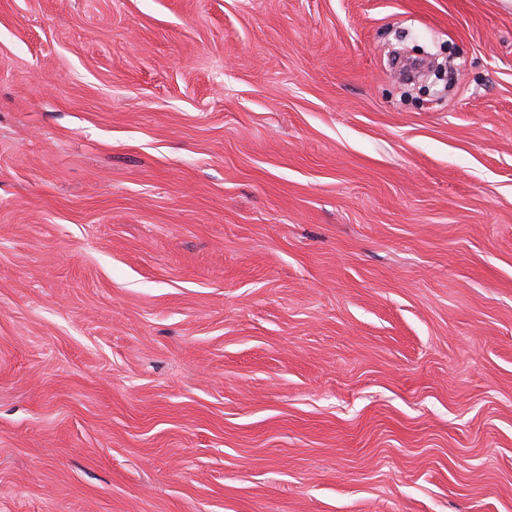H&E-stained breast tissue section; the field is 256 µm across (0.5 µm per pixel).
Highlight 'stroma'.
I'll return each instance as SVG.
<instances>
[{"label":"stroma","instance_id":"stroma-1","mask_svg":"<svg viewBox=\"0 0 512 512\" xmlns=\"http://www.w3.org/2000/svg\"><path fill=\"white\" fill-rule=\"evenodd\" d=\"M0 512H512V0H0Z\"/></svg>","mask_w":512,"mask_h":512}]
</instances>
